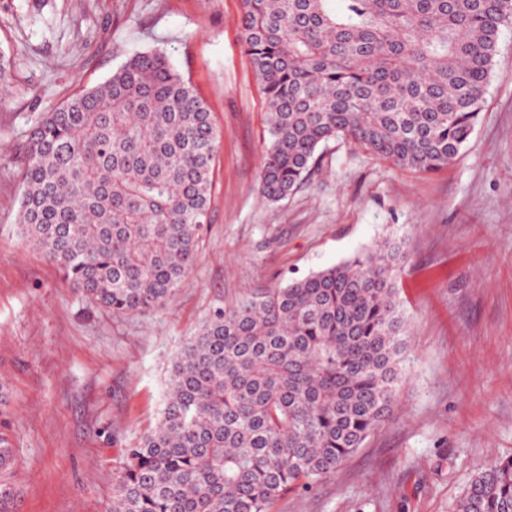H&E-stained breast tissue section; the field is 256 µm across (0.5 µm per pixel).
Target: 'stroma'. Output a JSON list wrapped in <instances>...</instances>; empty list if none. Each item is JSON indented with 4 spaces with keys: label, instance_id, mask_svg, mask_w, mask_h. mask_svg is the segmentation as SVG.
Listing matches in <instances>:
<instances>
[{
    "label": "stroma",
    "instance_id": "obj_1",
    "mask_svg": "<svg viewBox=\"0 0 512 512\" xmlns=\"http://www.w3.org/2000/svg\"><path fill=\"white\" fill-rule=\"evenodd\" d=\"M241 16V0H0V380L16 512H109L125 452L156 425L171 359L199 323L386 239L408 257L397 407L336 474L272 512H454L472 477L512 457V27L448 167L405 168L333 140L269 204L266 101ZM146 51L191 82L220 144L193 270L165 307L118 315L21 238L20 156L41 116Z\"/></svg>",
    "mask_w": 512,
    "mask_h": 512
}]
</instances>
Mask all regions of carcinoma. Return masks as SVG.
<instances>
[{"instance_id":"carcinoma-1","label":"carcinoma","mask_w":512,"mask_h":512,"mask_svg":"<svg viewBox=\"0 0 512 512\" xmlns=\"http://www.w3.org/2000/svg\"><path fill=\"white\" fill-rule=\"evenodd\" d=\"M242 0L270 142L259 194L278 203L319 147L353 141L436 171L474 132L512 0ZM220 136L160 52L46 114L22 155V237L89 302L167 305L188 277ZM385 242L206 318L174 357L157 425L113 487L112 512H270L308 491L393 415L407 359ZM0 403V512L15 448ZM455 512H512V458L472 478Z\"/></svg>"}]
</instances>
